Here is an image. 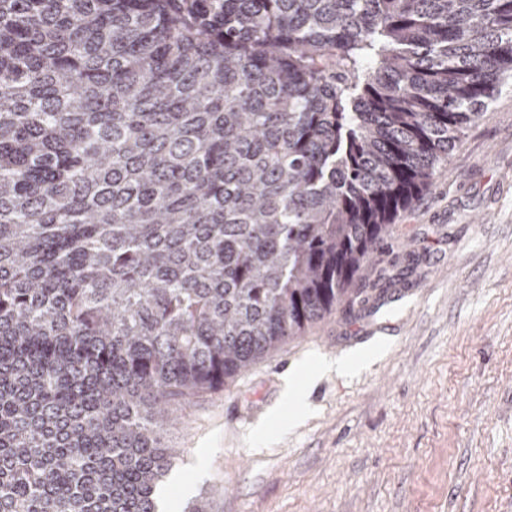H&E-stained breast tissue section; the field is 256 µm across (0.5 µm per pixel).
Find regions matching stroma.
<instances>
[{
	"mask_svg": "<svg viewBox=\"0 0 512 512\" xmlns=\"http://www.w3.org/2000/svg\"><path fill=\"white\" fill-rule=\"evenodd\" d=\"M395 224L354 303L173 408L167 512L512 506V83ZM365 349L356 374L319 373L304 408L283 402L299 363Z\"/></svg>",
	"mask_w": 512,
	"mask_h": 512,
	"instance_id": "stroma-1",
	"label": "stroma"
}]
</instances>
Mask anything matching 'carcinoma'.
<instances>
[{"label": "carcinoma", "instance_id": "1", "mask_svg": "<svg viewBox=\"0 0 512 512\" xmlns=\"http://www.w3.org/2000/svg\"><path fill=\"white\" fill-rule=\"evenodd\" d=\"M508 80L512 0H0V512H158Z\"/></svg>", "mask_w": 512, "mask_h": 512}]
</instances>
